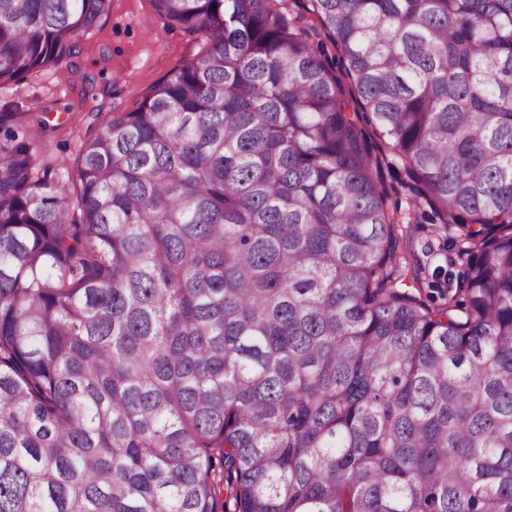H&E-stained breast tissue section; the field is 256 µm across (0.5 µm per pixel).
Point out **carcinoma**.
Returning a JSON list of instances; mask_svg holds the SVG:
<instances>
[{
    "label": "carcinoma",
    "mask_w": 512,
    "mask_h": 512,
    "mask_svg": "<svg viewBox=\"0 0 512 512\" xmlns=\"http://www.w3.org/2000/svg\"><path fill=\"white\" fill-rule=\"evenodd\" d=\"M106 2L0 0V89ZM156 3L205 50L72 197L0 145V512H512V0ZM403 178L401 170L396 167L386 170L387 182L398 189V191L392 192V196L388 199L391 210L400 212L398 216L403 215L413 207L416 208L417 212L416 221H413L414 224L405 222L396 226L400 241L402 239L404 242L406 241V245L399 252V255L405 258L401 260L400 265L405 273L408 271L409 276L405 283L411 286V279H414L424 298L428 299V295H431L439 303L438 290L428 288V285L434 280L432 272L437 266H441L448 271L446 237L435 232V228L439 224H431L428 217V215H431L428 205L424 202L415 201L400 187ZM400 236H402V239Z\"/></svg>",
    "instance_id": "1"
}]
</instances>
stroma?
Masks as SVG:
<instances>
[{
    "instance_id": "1",
    "label": "stroma",
    "mask_w": 512,
    "mask_h": 512,
    "mask_svg": "<svg viewBox=\"0 0 512 512\" xmlns=\"http://www.w3.org/2000/svg\"><path fill=\"white\" fill-rule=\"evenodd\" d=\"M202 47L199 36L168 25L153 0H110L97 25L78 38L67 64L29 72L0 90V142L11 133L25 139L31 128L42 127L38 161L53 164L55 182L68 193L83 136L99 128L105 113L135 110L148 88ZM402 179L398 168L387 170L391 210L417 212L415 222L397 227L404 241L402 268L428 296L433 270L448 264L447 243L431 224L428 205L400 190Z\"/></svg>"
}]
</instances>
